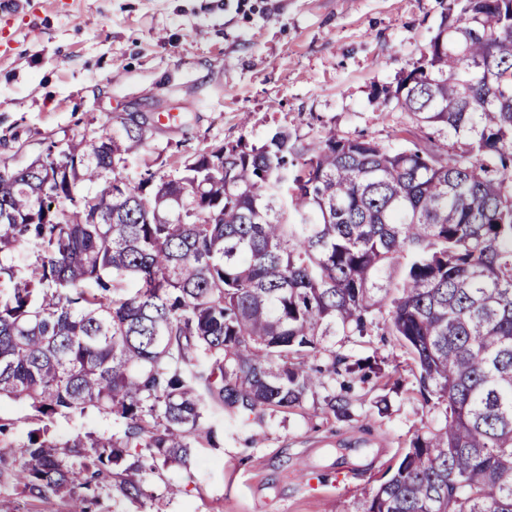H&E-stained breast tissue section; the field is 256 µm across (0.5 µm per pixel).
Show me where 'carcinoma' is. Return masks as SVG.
<instances>
[{
  "label": "carcinoma",
  "instance_id": "1",
  "mask_svg": "<svg viewBox=\"0 0 512 512\" xmlns=\"http://www.w3.org/2000/svg\"><path fill=\"white\" fill-rule=\"evenodd\" d=\"M384 102L453 152L327 133L299 148L200 150L178 175L126 156L150 118L0 167V399L38 423L108 413L120 433L61 442L32 428L0 450V486L67 512L138 502L158 467L189 471L221 412L299 408L344 365L315 369L322 337L364 335L379 293L440 425L411 440L363 512H512V0H448L426 51ZM34 248L15 279L12 253ZM402 278L384 283L402 257ZM349 386L323 412L351 417Z\"/></svg>",
  "mask_w": 512,
  "mask_h": 512
}]
</instances>
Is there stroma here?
<instances>
[{
  "label": "stroma",
  "instance_id": "1",
  "mask_svg": "<svg viewBox=\"0 0 512 512\" xmlns=\"http://www.w3.org/2000/svg\"><path fill=\"white\" fill-rule=\"evenodd\" d=\"M448 0H0V166L50 144L121 135L117 115L153 116L146 146L122 171L177 174L193 152L261 147L288 130L297 146L329 130L394 149L440 145L409 113L376 97L428 47ZM382 302L363 336L324 337L315 362L373 357L383 375L356 383L350 419L324 416L339 384L324 377L300 408L263 425L217 413L216 446L191 473L145 478V507L103 498L101 512H362L394 457L441 416L418 393L409 355L387 334ZM27 406L0 400V447L27 439ZM59 439L120 432L95 410L47 418ZM266 441L248 445L255 429Z\"/></svg>",
  "mask_w": 512,
  "mask_h": 512
}]
</instances>
